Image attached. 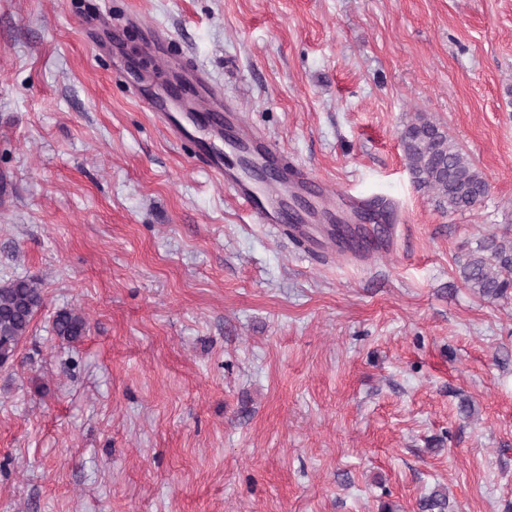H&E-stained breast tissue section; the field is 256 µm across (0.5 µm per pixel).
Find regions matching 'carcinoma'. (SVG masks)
<instances>
[{
    "label": "carcinoma",
    "instance_id": "obj_1",
    "mask_svg": "<svg viewBox=\"0 0 512 512\" xmlns=\"http://www.w3.org/2000/svg\"><path fill=\"white\" fill-rule=\"evenodd\" d=\"M399 142L412 182L434 194L438 206L450 213L464 212L488 193V182L448 129L425 118L405 125ZM365 217L379 223L389 219L379 201L368 203ZM465 287L480 297L500 298L512 288V244L487 238L477 252L459 265ZM38 280L28 277L0 284V363L13 360L27 338L35 314L43 306ZM88 322L77 310H64L54 318L53 331L67 342L86 335ZM448 497L434 490L421 501L422 512H445Z\"/></svg>",
    "mask_w": 512,
    "mask_h": 512
}]
</instances>
